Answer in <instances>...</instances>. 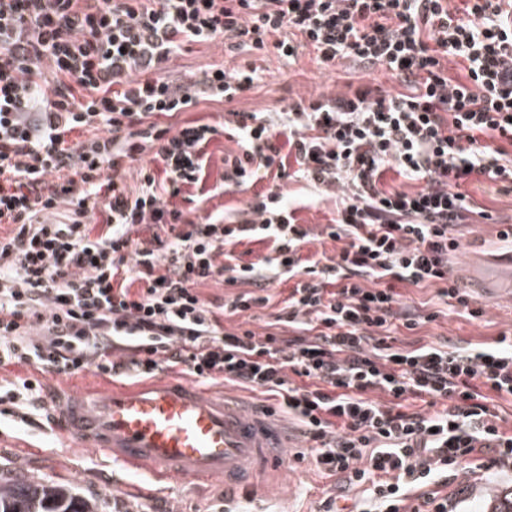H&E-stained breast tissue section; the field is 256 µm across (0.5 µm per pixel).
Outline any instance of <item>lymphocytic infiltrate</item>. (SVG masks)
Here are the masks:
<instances>
[{
    "instance_id": "1",
    "label": "lymphocytic infiltrate",
    "mask_w": 512,
    "mask_h": 512,
    "mask_svg": "<svg viewBox=\"0 0 512 512\" xmlns=\"http://www.w3.org/2000/svg\"><path fill=\"white\" fill-rule=\"evenodd\" d=\"M449 2L0 0V224L12 227L0 364L130 378L180 365L262 390L264 413H287L312 443L293 461L338 481L322 512H453L459 476L511 472L512 431L489 403L512 398V336L398 339L436 318L403 303L398 282L483 317L448 275L460 227L495 220L462 187L512 190V0ZM218 39L291 63L309 46L320 65L378 68L401 89L361 84L282 112L231 111L218 127L159 123L261 80L221 65L168 73L187 44ZM222 132L236 143L224 189L255 194L233 214L189 217L179 202L202 190ZM390 170L403 185L385 186ZM288 180L335 197L333 222L298 224ZM317 235L341 242L336 257L301 256ZM245 240L271 251L237 262ZM277 277L294 286L264 333L225 330L223 316L270 305ZM216 279L234 289L221 303L196 290Z\"/></svg>"
}]
</instances>
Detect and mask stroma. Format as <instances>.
I'll list each match as a JSON object with an SVG mask.
<instances>
[{"label":"stroma","instance_id":"obj_1","mask_svg":"<svg viewBox=\"0 0 512 512\" xmlns=\"http://www.w3.org/2000/svg\"><path fill=\"white\" fill-rule=\"evenodd\" d=\"M213 64L229 68L253 65L264 75L261 82L232 101L200 102L193 118L212 124L223 122L225 112L230 110L276 112L300 100L344 92L350 83L388 90L399 86L381 70H354L343 64L321 67L309 47L300 50L291 64L272 49L264 54L244 49L231 56L219 41L187 45L169 61L168 71L186 76ZM466 191L498 218L494 224L462 227L461 247L452 265L454 275L483 304L485 313L480 320L472 321L455 311L440 310L436 287L398 284L397 291L405 302L439 313L434 322L424 324L415 334L416 339L425 342L449 339L482 343L512 329V265L501 259L512 248L497 239L500 225L512 224V191L505 193L496 185L475 181L467 185ZM25 378L39 380L47 396L62 386L88 392L133 385L132 380L93 369L58 375L26 364L0 366L2 386ZM0 477L72 486L81 496L95 500L99 512H318L321 500L334 494L336 485L335 478L288 459L277 472L261 474L256 484L228 499L212 482L151 477L142 469L112 462L48 424L32 411L23 396L0 404ZM506 487L512 488V473L492 474L482 481L468 479L457 495V512H480L493 489Z\"/></svg>","mask_w":512,"mask_h":512}]
</instances>
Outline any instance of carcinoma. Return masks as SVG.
Returning <instances> with one entry per match:
<instances>
[{"label":"carcinoma","instance_id":"carcinoma-1","mask_svg":"<svg viewBox=\"0 0 512 512\" xmlns=\"http://www.w3.org/2000/svg\"><path fill=\"white\" fill-rule=\"evenodd\" d=\"M0 512H98L96 503L67 485L0 481ZM487 512H512V491L490 495Z\"/></svg>","mask_w":512,"mask_h":512}]
</instances>
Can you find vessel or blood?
Returning <instances> with one entry per match:
<instances>
[{
  "mask_svg": "<svg viewBox=\"0 0 512 512\" xmlns=\"http://www.w3.org/2000/svg\"><path fill=\"white\" fill-rule=\"evenodd\" d=\"M53 416L67 434L119 463L160 477L216 481L229 492L279 464L288 444L285 425L258 409L165 378L99 394H60Z\"/></svg>",
  "mask_w": 512,
  "mask_h": 512,
  "instance_id": "b4317fda",
  "label": "vessel or blood"
}]
</instances>
